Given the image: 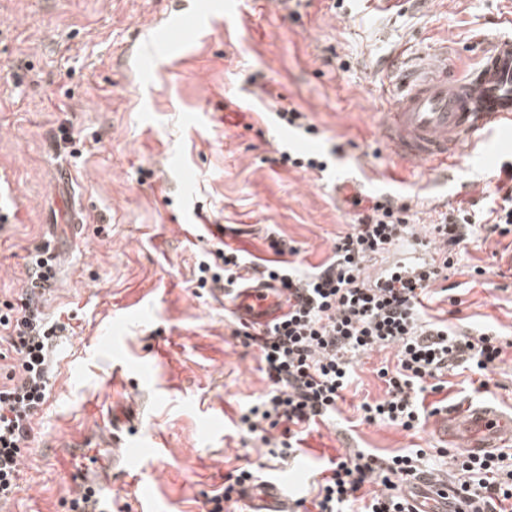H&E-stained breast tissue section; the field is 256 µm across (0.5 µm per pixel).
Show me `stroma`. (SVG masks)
Returning <instances> with one entry per match:
<instances>
[{"mask_svg":"<svg viewBox=\"0 0 512 512\" xmlns=\"http://www.w3.org/2000/svg\"><path fill=\"white\" fill-rule=\"evenodd\" d=\"M237 2L251 31L234 32L223 0H0V196L11 203L0 310L18 304L28 252L49 236L57 285L43 310L68 331L4 512H67L88 483L112 512H142L144 490L156 512H203L205 493L242 467L310 499L329 459L355 448H422L428 469L447 468L439 417L414 434L360 420L359 404L385 395L377 370L395 364L392 348L356 358L335 417L304 432L290 458L271 455L239 424L269 389L258 351L232 336V316L197 279L203 264L222 271L226 244L260 265L277 261V242L320 264L350 229L357 184L403 198L420 225L482 199L495 173L481 150L435 179L392 160L374 123L395 70L435 52L451 76L476 68L512 31V0ZM190 11L212 27L150 52L152 34ZM280 108L315 126L306 141L329 154L325 173L277 163ZM455 260L452 294L434 295L426 314L512 335V239L468 244ZM468 402L512 409L511 348L484 373L448 374L425 399Z\"/></svg>","mask_w":512,"mask_h":512,"instance_id":"obj_1","label":"stroma"}]
</instances>
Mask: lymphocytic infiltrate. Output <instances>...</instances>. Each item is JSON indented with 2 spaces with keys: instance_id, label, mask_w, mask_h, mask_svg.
<instances>
[{
  "instance_id": "1",
  "label": "lymphocytic infiltrate",
  "mask_w": 512,
  "mask_h": 512,
  "mask_svg": "<svg viewBox=\"0 0 512 512\" xmlns=\"http://www.w3.org/2000/svg\"><path fill=\"white\" fill-rule=\"evenodd\" d=\"M491 208L482 225H475L464 208L440 213L431 238L419 235L409 203L388 195L351 197L355 209L350 232L337 237L333 256L303 270L289 262L279 268L248 261L237 249L225 247L224 272L199 277V287L223 283L239 286L245 279L275 281L287 288L292 302L286 319L256 331L234 329L244 346L257 348L269 390L240 417L249 432L266 446L292 450L291 440L318 420L336 412L347 388L355 357L389 346L397 349L395 368H380L386 385L382 400L360 406L367 423L382 422L413 431L432 412L424 404L425 390L439 391L444 372L464 366L484 372L497 365L505 346L497 333L479 337L459 331L447 321L432 322L421 314L424 297L453 266L456 248L471 240L512 234V167L503 171ZM413 241L423 254L405 266L391 264L370 275L375 256ZM49 244L37 247L27 268L28 282L14 315L0 314L10 349L17 356L0 385V492L17 487L18 462L28 443L32 419L47 398L45 346L56 332L43 318L38 300L55 286ZM424 449L413 448L391 457L358 449L333 461L312 500L315 512H345L359 501L368 484L375 485L363 512H409L406 489L423 473ZM451 485L468 512H507L512 502V455L504 452L459 454L452 458Z\"/></svg>"
}]
</instances>
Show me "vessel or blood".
<instances>
[{"label": "vessel or blood", "mask_w": 512, "mask_h": 512, "mask_svg": "<svg viewBox=\"0 0 512 512\" xmlns=\"http://www.w3.org/2000/svg\"><path fill=\"white\" fill-rule=\"evenodd\" d=\"M200 22L196 15L180 17L159 28L154 42L179 44L184 33L198 29ZM398 84L397 97L378 115L375 133L396 159L429 164L436 175H443L449 162L512 126V33L497 37L467 78L449 77L447 56L435 53L423 68L400 74ZM218 296L251 326H266L289 311L287 289L275 284L222 290ZM443 428L446 437L469 453L512 445V412L488 404L450 411ZM243 501L255 512H288V488L264 485L251 490ZM412 504L413 512L462 510L449 495L436 500L418 495Z\"/></svg>", "instance_id": "b4317fda"}]
</instances>
